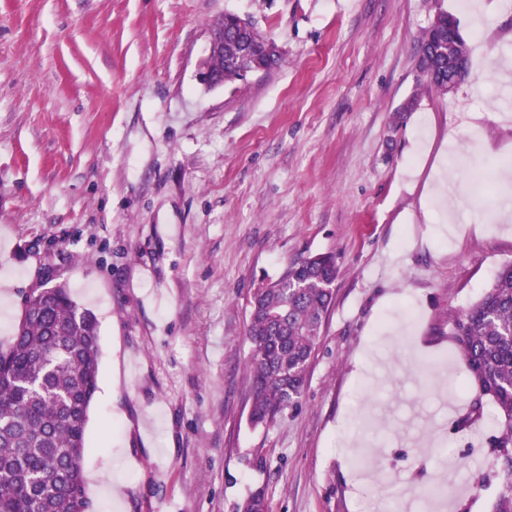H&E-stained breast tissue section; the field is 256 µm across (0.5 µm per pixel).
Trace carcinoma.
Returning a JSON list of instances; mask_svg holds the SVG:
<instances>
[{"instance_id":"1","label":"carcinoma","mask_w":512,"mask_h":512,"mask_svg":"<svg viewBox=\"0 0 512 512\" xmlns=\"http://www.w3.org/2000/svg\"><path fill=\"white\" fill-rule=\"evenodd\" d=\"M448 13L417 41L427 83L448 92L449 72H467L470 48ZM228 19L224 81L242 80L233 64L240 40ZM336 258L328 253L292 263L260 282L250 300L247 370L250 422L272 426L299 406L308 364L332 299ZM451 335L475 389L470 418L490 399L501 417L493 453L501 489L492 512H512V262L502 265L480 298L453 319ZM98 324L66 286L34 288L11 345L0 349V512H77L88 508L83 457L90 406L99 388ZM242 512H269L265 490L249 493Z\"/></svg>"}]
</instances>
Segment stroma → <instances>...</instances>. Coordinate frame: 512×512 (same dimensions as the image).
<instances>
[{
  "mask_svg": "<svg viewBox=\"0 0 512 512\" xmlns=\"http://www.w3.org/2000/svg\"><path fill=\"white\" fill-rule=\"evenodd\" d=\"M477 4L0 0V347L49 267L96 316L89 512H237L259 487L269 512H406L447 482L451 512H491L499 420L459 430L473 395L448 396L450 317L512 262L503 183L469 190L512 158V0ZM439 5L471 54L447 94L416 69ZM228 12L282 61L209 90ZM316 253L339 275L307 386L251 426V292Z\"/></svg>",
  "mask_w": 512,
  "mask_h": 512,
  "instance_id": "35a3bbf8",
  "label": "stroma"
}]
</instances>
